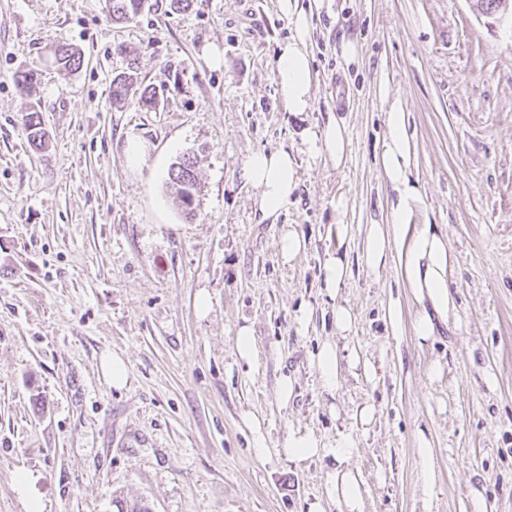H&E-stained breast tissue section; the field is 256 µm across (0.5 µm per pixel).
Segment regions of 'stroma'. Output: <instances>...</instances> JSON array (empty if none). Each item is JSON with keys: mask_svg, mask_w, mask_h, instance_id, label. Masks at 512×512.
Returning a JSON list of instances; mask_svg holds the SVG:
<instances>
[{"mask_svg": "<svg viewBox=\"0 0 512 512\" xmlns=\"http://www.w3.org/2000/svg\"><path fill=\"white\" fill-rule=\"evenodd\" d=\"M289 33L279 0H195L180 12L148 0L120 24L108 0H0V512H309L317 501L338 512L324 481L344 438L364 512H474L478 494L512 512V16L471 0H323L312 107L300 115L284 112L275 80ZM346 41L359 51L350 65ZM59 45L83 55L67 77ZM30 69L38 80L21 90ZM119 74L156 88L157 107L112 108ZM394 101L415 143L425 210L414 221L444 225L453 255L455 309L426 343L394 265L370 274L362 250L366 227L389 213L378 156ZM34 108L40 150L24 125ZM332 117L349 131L341 167L299 137ZM132 140L145 151L136 164ZM283 145L299 181L271 221L242 167ZM187 154L191 220L167 177ZM284 224L307 240L288 264ZM329 252L352 273L333 299L320 288ZM337 303L354 316L345 335ZM392 303L397 334L384 319ZM243 325L251 363L235 353ZM326 340L362 362L342 368L333 392L311 363ZM106 353L128 365L123 389L101 373ZM284 375L296 380L285 405ZM292 430L313 432L324 455L288 460ZM235 350L241 360L249 363L257 358L258 352L252 330L249 326H240L237 330Z\"/></svg>", "mask_w": 512, "mask_h": 512, "instance_id": "35a3bbf8", "label": "stroma"}]
</instances>
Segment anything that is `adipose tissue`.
Wrapping results in <instances>:
<instances>
[{
	"label": "adipose tissue",
	"mask_w": 512,
	"mask_h": 512,
	"mask_svg": "<svg viewBox=\"0 0 512 512\" xmlns=\"http://www.w3.org/2000/svg\"><path fill=\"white\" fill-rule=\"evenodd\" d=\"M291 34L278 47L275 79L278 95L287 112L300 114L312 103V67L308 46L313 31L314 5L301 0H281ZM309 155L323 156L343 164L349 139L343 122L332 119L321 129L300 133ZM415 150L407 130V117L399 103H392L386 117L380 164L394 197L388 220L366 229L364 254L370 271L394 263L400 280L409 288L418 305L414 332L419 340L436 336L438 325L447 323L452 300L448 291L450 251L448 235L442 225L416 224L412 218L424 207L419 183L413 177ZM242 175L257 189L263 216L278 215L298 185V164L292 151L281 147L253 152L243 166ZM352 452L350 440L339 442L333 451L338 463L328 473L325 494L341 512H363V499L354 471L344 468Z\"/></svg>",
	"instance_id": "obj_1"
}]
</instances>
